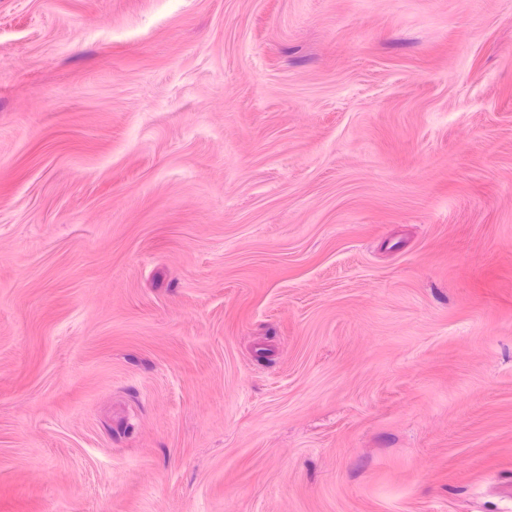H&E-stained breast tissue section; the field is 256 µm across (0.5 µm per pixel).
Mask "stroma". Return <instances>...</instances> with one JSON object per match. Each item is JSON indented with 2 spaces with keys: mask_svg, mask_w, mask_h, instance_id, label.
Instances as JSON below:
<instances>
[{
  "mask_svg": "<svg viewBox=\"0 0 512 512\" xmlns=\"http://www.w3.org/2000/svg\"><path fill=\"white\" fill-rule=\"evenodd\" d=\"M0 512H512V0H0Z\"/></svg>",
  "mask_w": 512,
  "mask_h": 512,
  "instance_id": "stroma-1",
  "label": "stroma"
}]
</instances>
